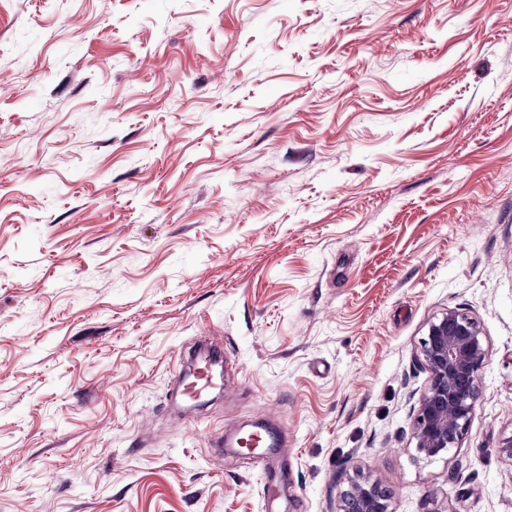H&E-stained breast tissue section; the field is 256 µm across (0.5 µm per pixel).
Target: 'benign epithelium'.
Returning a JSON list of instances; mask_svg holds the SVG:
<instances>
[{
	"label": "benign epithelium",
	"instance_id": "obj_1",
	"mask_svg": "<svg viewBox=\"0 0 512 512\" xmlns=\"http://www.w3.org/2000/svg\"><path fill=\"white\" fill-rule=\"evenodd\" d=\"M420 354L429 380L413 407L412 439L421 452L436 456L459 445L474 411L486 359L479 322L461 309L441 313L428 323ZM388 498L379 479H352L337 512H387Z\"/></svg>",
	"mask_w": 512,
	"mask_h": 512
}]
</instances>
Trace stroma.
<instances>
[{
  "mask_svg": "<svg viewBox=\"0 0 512 512\" xmlns=\"http://www.w3.org/2000/svg\"><path fill=\"white\" fill-rule=\"evenodd\" d=\"M450 308L487 357L428 457ZM258 422L288 460L212 458ZM510 437L512 0H0V512H512ZM479 322L461 309L434 317L420 341L430 375L413 407L416 448L436 456L458 447L478 396V375L486 359ZM182 362L195 365V371L182 368ZM224 340L210 339L195 349L183 352L172 381L171 398L179 395L184 402L199 403L215 387H224ZM389 494L377 478L351 479L336 512H387Z\"/></svg>",
  "mask_w": 512,
  "mask_h": 512,
  "instance_id": "35a3bbf8",
  "label": "stroma"
}]
</instances>
